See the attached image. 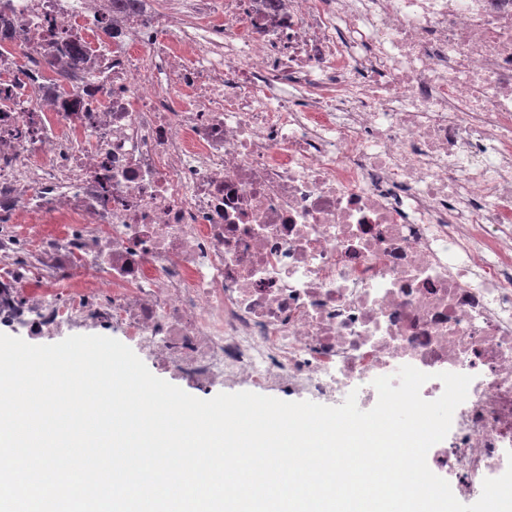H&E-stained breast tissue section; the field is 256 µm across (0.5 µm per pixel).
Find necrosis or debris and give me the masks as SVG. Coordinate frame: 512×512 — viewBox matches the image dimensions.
<instances>
[{
    "label": "necrosis or debris",
    "instance_id": "obj_1",
    "mask_svg": "<svg viewBox=\"0 0 512 512\" xmlns=\"http://www.w3.org/2000/svg\"><path fill=\"white\" fill-rule=\"evenodd\" d=\"M0 325L193 388L375 406L472 375L429 468L512 450V0H0ZM0 333L6 334L9 336H13V337H19V335L15 334L10 329L4 328V327L0 328ZM77 334H83V335L94 334V335L108 336V337L115 338V339L121 341L122 343H124L125 345L129 346L120 335L112 333V331H105V330H80V331L69 333V334L65 335L64 337H56V338H27V337L26 338L19 337V338H22L23 340H25L26 342L31 343V344L43 345V344H54V343H57V342L63 340L64 338H66L70 335H77ZM129 347L144 362V364L147 366V368L150 370V372L153 375L168 381L169 383L181 388L188 394H190L194 397L200 398V399H210V398L216 396L217 394L223 393V392L235 393V392H241V391H249V392L262 394L265 396L274 397V398L281 399L284 401H298L295 397H288V393H280V394L274 395V394H269V393H266V392H263L260 390H256V389L239 388V387L224 388V389L214 388L209 393H202V392H199V391L191 388L189 385H187V383L185 381L176 378L175 376L171 375L169 372L161 370L152 361L146 359L145 357L140 356L131 346H129Z\"/></svg>",
    "mask_w": 512,
    "mask_h": 512
}]
</instances>
